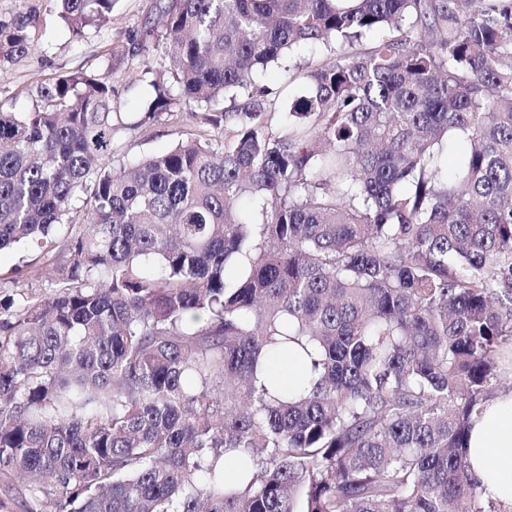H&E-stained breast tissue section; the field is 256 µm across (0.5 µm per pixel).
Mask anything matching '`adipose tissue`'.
<instances>
[{"label":"adipose tissue","instance_id":"ef3b65f1","mask_svg":"<svg viewBox=\"0 0 512 512\" xmlns=\"http://www.w3.org/2000/svg\"><path fill=\"white\" fill-rule=\"evenodd\" d=\"M468 463L485 497L501 512H512V391L493 398L474 418Z\"/></svg>","mask_w":512,"mask_h":512}]
</instances>
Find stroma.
<instances>
[{"label": "stroma", "mask_w": 512, "mask_h": 512, "mask_svg": "<svg viewBox=\"0 0 512 512\" xmlns=\"http://www.w3.org/2000/svg\"><path fill=\"white\" fill-rule=\"evenodd\" d=\"M40 13L39 38L30 54L17 62L0 63V99L13 100L16 111H27L32 101L25 89L58 72L82 66H99L105 49H112V84L118 93V105L124 128L117 142L113 162L132 160L145 154L170 149L179 140L209 133L205 112L186 119L179 108L163 113L158 121L141 126L138 115L143 111L151 92L149 80L142 75V61L134 56L133 37L158 19L157 0H115L110 21L92 30L80 46H73L57 18L51 0H34ZM260 85L270 95V108L275 112L290 111L295 100L305 95L301 82H289L283 66L269 67L258 76ZM32 262L40 275L35 279L19 280L16 290L29 295H47L55 287L53 266L38 250H5L0 252V275L6 274L21 261Z\"/></svg>", "instance_id": "1"}]
</instances>
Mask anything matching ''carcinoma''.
I'll return each mask as SVG.
<instances>
[{
  "label": "carcinoma",
  "instance_id": "1",
  "mask_svg": "<svg viewBox=\"0 0 512 512\" xmlns=\"http://www.w3.org/2000/svg\"><path fill=\"white\" fill-rule=\"evenodd\" d=\"M29 2L0 17V60L32 49ZM53 2L75 43L114 4ZM159 12L133 52L169 68L139 124L227 99L216 133L106 166L110 49L28 87L27 112L0 100V251L31 242L56 272L45 296L6 289L28 264L0 276V506L500 512L466 453L512 341V0ZM317 43L275 131L256 75ZM272 351L308 360V386L259 381Z\"/></svg>",
  "mask_w": 512,
  "mask_h": 512
}]
</instances>
